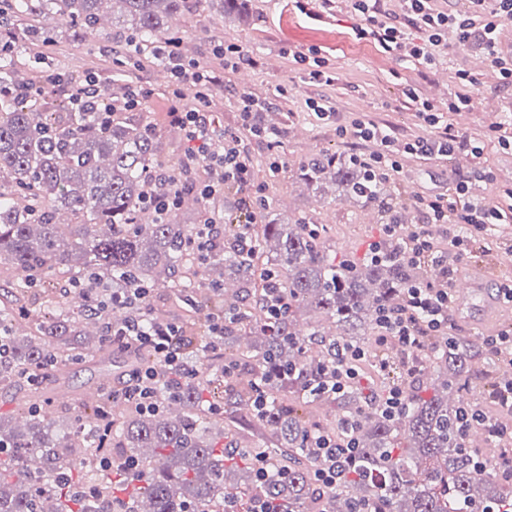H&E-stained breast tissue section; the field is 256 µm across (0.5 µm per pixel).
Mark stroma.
<instances>
[{"mask_svg": "<svg viewBox=\"0 0 512 512\" xmlns=\"http://www.w3.org/2000/svg\"><path fill=\"white\" fill-rule=\"evenodd\" d=\"M360 22L349 8L323 13L317 0H309L306 11H299L293 0H252L248 20L216 11L208 0H200L193 15L173 21L172 28L183 40L186 59L215 62L219 46L234 44L258 59L250 71L248 83H241L239 74L226 71L223 86L213 92V111L219 112L225 127L241 124L238 102L241 97L275 100V108L261 112L262 124L277 134L279 144L269 147L266 141L247 138L249 160L256 179L263 183L265 194L273 201V213L280 222L306 214L313 217L323 230L332 259L360 262L365 259L371 243L383 240L378 220L368 219V211L356 205L333 185L323 191L312 190L300 175L301 164L309 155L329 150L349 156L353 147L336 135L337 119L361 116L373 120L394 135L412 138L430 134L431 129L417 116L416 100H410L407 89H414L418 98L429 101L436 112L445 114L455 130L467 136H478L490 128L487 113L494 112L500 121L512 116V82L502 79L493 67L472 70L470 62L482 56L478 40L458 42L456 35L448 37V55L427 63L410 58H398L384 53L374 44L357 41L353 29ZM47 28L57 34L56 51L45 61L27 63L24 73L37 80L50 75L75 77L84 72L99 74L101 85L110 95H119L127 80L151 89L152 94L142 105L143 111L159 118L157 131L164 144L185 145L184 133L166 123L168 110L166 84L159 81L161 65L142 62L139 66L113 68L105 55L122 47L121 38L110 21H103L97 33L75 31L63 21L47 20ZM317 51L327 59L336 74L333 85L312 82L309 67L297 63L296 55ZM469 72L474 85L473 107L466 113L448 109V98L458 92V71ZM288 89L285 99H277L278 86ZM317 100L330 111L327 119H319L306 106ZM278 161L279 171H271V161ZM489 173L486 181H471L474 198L507 201L512 196V148L497 142H485L480 157L470 164L455 161L420 159L409 156L403 160V170L396 186L403 197L399 216L402 223L416 224L421 220L414 200L419 196L447 193L454 180L469 176L474 169ZM462 270L480 271L490 283L501 277H512V250L488 251L474 247L464 259ZM71 402L52 407L57 425L70 424L76 413L87 403L86 392L99 385L102 371L90 364L74 362L68 367Z\"/></svg>", "mask_w": 512, "mask_h": 512, "instance_id": "stroma-1", "label": "stroma"}]
</instances>
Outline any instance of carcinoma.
I'll use <instances>...</instances> for the list:
<instances>
[{
	"label": "carcinoma",
	"instance_id": "carcinoma-1",
	"mask_svg": "<svg viewBox=\"0 0 512 512\" xmlns=\"http://www.w3.org/2000/svg\"><path fill=\"white\" fill-rule=\"evenodd\" d=\"M222 11L241 18L251 0H219ZM193 0H0L12 29L0 54V275H5L0 334L7 352L0 356V386L20 384L29 400L25 427L0 417V512H231L248 495L285 504L288 512H354L372 503L377 512H472L473 505L512 507V482L495 475L497 464L475 468L469 441L458 432L457 413L448 392L469 372L479 352L468 336L432 341L439 368L432 397H409L401 417L389 419L366 404L355 384L338 395L312 390L318 369L336 360L341 348H365L378 329L380 310L396 303L402 289L425 281L394 248L362 264L330 260L313 219L300 215L287 224L267 219L271 206L256 216L242 214L225 222L224 243L200 256L188 239L204 217L200 197L186 192L177 208L160 222L145 207L147 174L163 168L179 176L182 155L166 152L150 116L143 112L103 113L112 99L99 98V110L78 112L53 90L27 96L19 76V57L31 47L53 41L51 31L22 23L45 14L85 30H95L112 15V28L130 32L141 48L169 38L168 19L189 15ZM300 170L318 188L337 183L361 207H374L380 219L396 207L391 186L371 179L349 158L321 151ZM198 204L194 223L181 224L177 213L186 198ZM242 234L253 249L235 248ZM273 274L286 307L274 327L259 319L267 275ZM165 276L176 300L194 309L235 316L224 344L246 338V348L212 354L207 322L190 327L182 339L195 358L198 379L172 395L158 386L163 407L139 412L102 397L91 413L78 415L59 432L47 418L53 391L74 359L112 358L107 323L118 327L143 314L162 319L150 298L134 307L117 306L126 288H151ZM237 284L235 301L208 306L224 296L226 277ZM308 317V333L295 330ZM334 324L328 335L321 320ZM251 362V379L224 386L231 412L253 407V389L271 380L268 414L270 447L220 448L209 437L217 421L205 397L211 381L223 379V363ZM283 367L291 375L275 376ZM297 403L326 404L338 410L335 426L358 420L350 477L334 488L310 479L319 460L309 448L319 424L304 421ZM111 426L100 448L101 410ZM128 449L136 463L127 469L112 462L103 474L90 460L112 447ZM265 457L267 475L256 481V452ZM239 474L237 494H224L229 474Z\"/></svg>",
	"mask_w": 512,
	"mask_h": 512
}]
</instances>
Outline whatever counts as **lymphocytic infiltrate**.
<instances>
[{
    "label": "lymphocytic infiltrate",
    "instance_id": "lymphocytic-infiltrate-1",
    "mask_svg": "<svg viewBox=\"0 0 512 512\" xmlns=\"http://www.w3.org/2000/svg\"><path fill=\"white\" fill-rule=\"evenodd\" d=\"M344 1L363 18L362 24L354 30L356 39L377 44L388 53L430 61L447 53L448 34L453 31L462 43L479 38L490 63L498 68L502 77L512 78V54L504 53L496 37L499 24L512 19V0H469L467 13L458 16L448 13L438 0H406L405 13L400 19L390 12L386 0H320V7L330 13ZM414 28L424 32L422 43L413 42L410 31ZM178 48V39L171 38L154 47L150 56L171 76L167 90L169 117L187 134L188 149L181 168L183 177L175 183L169 173L155 174L154 187L145 198L147 206L155 215L164 217L176 207L180 189L195 191L202 198L210 199L230 185L242 193L247 210L261 208L266 200L265 190L252 179L244 137L249 134L273 141L274 132L257 120L263 103L242 97L239 102L242 124L237 128L220 126L211 109V92L215 86L223 84L225 69L253 64V57L237 45H225L224 66L218 69L185 61ZM418 115L432 132L406 142L359 117L345 118L337 124L336 133L354 145L350 156L353 164L372 178L387 182L401 173L402 159L408 155L445 159L461 150L481 154L479 142L460 134L451 124L441 123L428 101H420ZM417 207L425 221L413 225L407 232L403 253L409 261L427 260L441 266L443 279L405 289L399 302L381 314L375 337L378 348H390L407 355L423 350L427 337L447 335L456 307L452 283L461 262L475 244L487 248L498 246L496 231L505 214L502 202L471 199L468 182L464 179L455 183L451 194L418 197ZM438 230L448 236L447 249H440L436 243L434 233ZM180 336L181 329L176 325L148 324L139 319L126 322L124 328L113 333L112 344L125 353L138 349L154 352L168 366V381L176 389L194 374ZM364 356L360 349L339 354L335 365L321 369L323 386L341 393L359 379L358 365ZM159 380L154 367L133 369L128 385L114 392L113 397L134 403L143 412L158 410ZM345 430V438L320 434L311 443L322 460L321 467L314 473L319 486L336 485L346 475L343 464L355 451L353 422H346Z\"/></svg>",
    "mask_w": 512,
    "mask_h": 512
}]
</instances>
